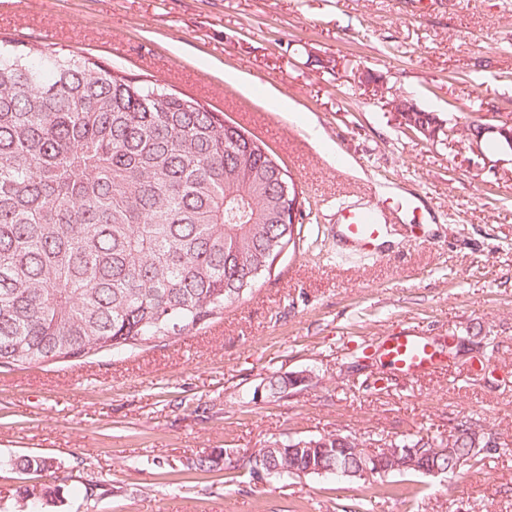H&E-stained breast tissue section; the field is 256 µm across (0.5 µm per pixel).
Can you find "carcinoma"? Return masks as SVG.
Instances as JSON below:
<instances>
[{
	"instance_id": "cac0c4a2",
	"label": "carcinoma",
	"mask_w": 512,
	"mask_h": 512,
	"mask_svg": "<svg viewBox=\"0 0 512 512\" xmlns=\"http://www.w3.org/2000/svg\"><path fill=\"white\" fill-rule=\"evenodd\" d=\"M448 119L458 139L479 127ZM295 200L278 157L223 113L85 55L0 40V366L129 351L207 323L299 246L302 227L283 222ZM455 445L438 461L449 476L475 455ZM329 446L325 471L359 469L362 440ZM288 448L255 449L250 480L296 476L304 461ZM14 465L51 473L54 461Z\"/></svg>"
}]
</instances>
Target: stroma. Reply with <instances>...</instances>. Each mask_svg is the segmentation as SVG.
<instances>
[{
  "mask_svg": "<svg viewBox=\"0 0 512 512\" xmlns=\"http://www.w3.org/2000/svg\"><path fill=\"white\" fill-rule=\"evenodd\" d=\"M0 39L86 54L223 113L281 159L316 246L283 254L191 333L81 361L0 367V512L55 461L60 500L27 512H512V152L405 131L394 102L512 122V0H0ZM373 208L382 257L341 252L337 200ZM410 332L448 357L412 378L378 362ZM458 352L449 355V339ZM312 381L268 397L270 377ZM477 421L457 479L254 483L275 439L447 440ZM226 454L234 473L191 470Z\"/></svg>",
  "mask_w": 512,
  "mask_h": 512,
  "instance_id": "35a3bbf8",
  "label": "stroma"
}]
</instances>
